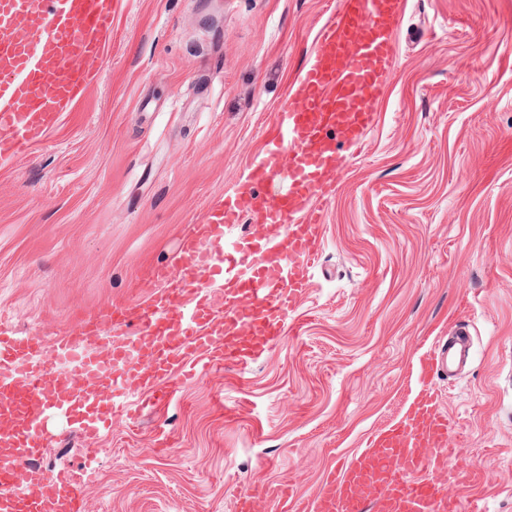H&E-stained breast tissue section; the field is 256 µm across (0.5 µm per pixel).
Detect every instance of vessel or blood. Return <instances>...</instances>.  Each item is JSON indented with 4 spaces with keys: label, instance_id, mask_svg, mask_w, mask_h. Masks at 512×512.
Segmentation results:
<instances>
[{
    "label": "vessel or blood",
    "instance_id": "b4317fda",
    "mask_svg": "<svg viewBox=\"0 0 512 512\" xmlns=\"http://www.w3.org/2000/svg\"><path fill=\"white\" fill-rule=\"evenodd\" d=\"M114 12V0H0L1 27L30 14L48 19L45 30L0 41V167L15 165L73 111L99 73ZM403 15V0H341L323 16L245 182L182 236L173 264L146 270L148 299L104 305L51 345L0 318V512H85L81 482L64 470L31 481L24 494L7 491L39 456L53 419L95 436L114 414L130 413L132 395L159 383L175 395L203 368L247 370L277 341L321 260L325 205L345 168L336 142L359 144L374 127ZM281 177L285 194H257ZM246 201L269 236L227 242ZM205 269L224 279L223 306L199 279ZM469 346L460 325L452 343L436 342L421 358L412 402L326 479L315 512H366L371 503L378 512H457L442 486L468 475L453 462V429L431 379ZM268 496L295 512V499L265 487L240 494L234 512H253L255 499Z\"/></svg>",
    "mask_w": 512,
    "mask_h": 512
}]
</instances>
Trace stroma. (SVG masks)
<instances>
[{
    "label": "stroma",
    "instance_id": "stroma-1",
    "mask_svg": "<svg viewBox=\"0 0 512 512\" xmlns=\"http://www.w3.org/2000/svg\"><path fill=\"white\" fill-rule=\"evenodd\" d=\"M336 2L117 0L79 111L0 169V314L51 343L145 295L142 261L172 263L259 151ZM398 40L277 345L44 449L35 471L82 476L86 512H233L257 485L314 500L407 407L418 358L458 322L470 359L433 389L470 479L447 493L512 512V0H407Z\"/></svg>",
    "mask_w": 512,
    "mask_h": 512
}]
</instances>
